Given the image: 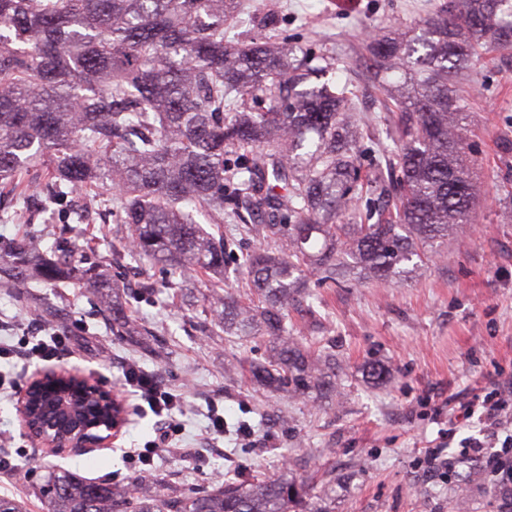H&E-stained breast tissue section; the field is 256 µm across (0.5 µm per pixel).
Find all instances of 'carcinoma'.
Returning <instances> with one entry per match:
<instances>
[{"mask_svg": "<svg viewBox=\"0 0 512 512\" xmlns=\"http://www.w3.org/2000/svg\"><path fill=\"white\" fill-rule=\"evenodd\" d=\"M276 30L245 0H0V187L28 202L41 169L48 195L90 197L109 181L128 256L205 284L204 310L228 336L270 344L250 378L303 394L335 391L336 354L288 328L289 309L314 312L308 275L336 268L384 283L411 278L426 247L472 223L476 174L456 79L479 49H512V0H448L418 23L376 31L367 77L380 75L385 139L352 134L344 85L322 81L350 63L327 49L224 39L228 21ZM453 109H448V101ZM206 213L211 230L199 224ZM277 243L242 256L256 297L224 293V215ZM51 252L32 236L0 246V288L77 281L109 288L87 250ZM116 486L54 468L46 512H323L308 483L229 477L177 493L151 476Z\"/></svg>", "mask_w": 512, "mask_h": 512, "instance_id": "carcinoma-1", "label": "carcinoma"}]
</instances>
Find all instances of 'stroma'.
I'll return each instance as SVG.
<instances>
[{
  "label": "stroma",
  "instance_id": "obj_1",
  "mask_svg": "<svg viewBox=\"0 0 512 512\" xmlns=\"http://www.w3.org/2000/svg\"><path fill=\"white\" fill-rule=\"evenodd\" d=\"M443 0H256L257 8L282 17L290 44L326 47L359 59L377 25L414 22ZM477 174L475 222L449 238L412 280L380 284H335L311 276L319 299L316 316L291 313L293 333L313 349L335 351L338 395L327 403L317 394L292 399L253 384L243 360H264L269 343L255 336H227L213 329L195 285L169 277L162 268H137L125 253L129 231L95 209L102 229L95 258L113 285V298L130 322L115 333L101 316L99 293L70 283L57 288H17L0 294V343L14 344L17 322L31 332L48 327L72 336L59 364L77 368L108 391H122L126 362L157 373L181 393L178 444L202 441L207 405L224 410L230 432L212 444L204 459L164 457L153 475L175 491L205 489L226 476L288 477L313 483L325 512H452L457 487L468 490L466 512H500L512 501V481L474 471L461 448L478 435V416L460 419L447 436L442 401L484 386L487 378L512 377V204L500 202L512 190V50L489 51L461 75ZM65 221L63 205L42 200L31 215L0 221V240L18 234L54 249L61 238L80 233ZM228 242L224 287L250 298L251 284L239 264L260 243L249 225L224 227ZM384 365V380L370 374ZM15 398L0 399V457L12 468L0 472V496L45 512L37 497L46 465L90 479L126 485L137 473L130 449L158 438L162 425L128 400V422L110 447L82 455L55 454L35 447L20 429ZM249 423L251 439L235 429ZM443 447L449 468L430 470L422 447Z\"/></svg>",
  "mask_w": 512,
  "mask_h": 512
}]
</instances>
